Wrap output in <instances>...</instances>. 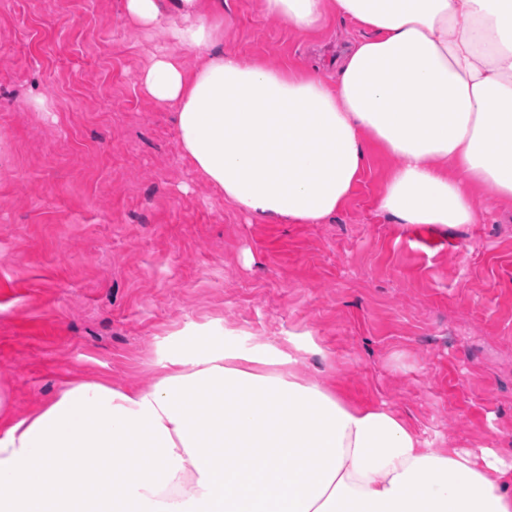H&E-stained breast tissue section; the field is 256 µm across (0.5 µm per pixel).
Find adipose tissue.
Segmentation results:
<instances>
[{
  "instance_id": "adipose-tissue-1",
  "label": "adipose tissue",
  "mask_w": 512,
  "mask_h": 512,
  "mask_svg": "<svg viewBox=\"0 0 512 512\" xmlns=\"http://www.w3.org/2000/svg\"><path fill=\"white\" fill-rule=\"evenodd\" d=\"M211 2L125 13L165 30L137 81L238 208L321 223L372 146L399 161L377 201L397 223L512 206V0H264L297 31L333 16L356 32L332 76L244 62ZM184 334L148 387L72 378L22 417L0 397V512H512V461L490 447H426L391 408L304 377L296 342Z\"/></svg>"
}]
</instances>
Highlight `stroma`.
I'll list each match as a JSON object with an SVG mask.
<instances>
[{
    "label": "stroma",
    "instance_id": "stroma-1",
    "mask_svg": "<svg viewBox=\"0 0 512 512\" xmlns=\"http://www.w3.org/2000/svg\"><path fill=\"white\" fill-rule=\"evenodd\" d=\"M224 46L330 64L353 32L303 34L262 0H215ZM162 30L124 0H0V394L21 416L69 377L152 383L186 326L242 348L296 340L305 370L386 404L430 447L512 459V207L399 224L370 150L321 224L255 218L182 157L137 82Z\"/></svg>",
    "mask_w": 512,
    "mask_h": 512
}]
</instances>
